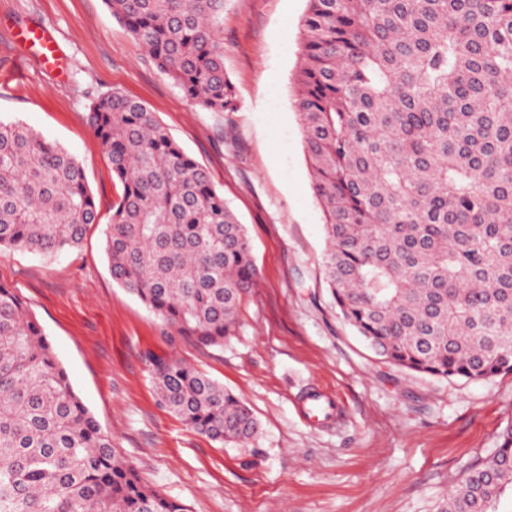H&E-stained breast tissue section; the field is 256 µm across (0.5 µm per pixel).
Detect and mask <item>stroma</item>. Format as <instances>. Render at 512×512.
<instances>
[{"mask_svg": "<svg viewBox=\"0 0 512 512\" xmlns=\"http://www.w3.org/2000/svg\"><path fill=\"white\" fill-rule=\"evenodd\" d=\"M307 0H226L224 70L236 109L189 101L149 61L104 0H0V120H19L82 165L100 223L79 249L0 248V283L44 329L83 404L139 475L185 512H445L450 489L512 426V374L468 382L385 362L339 317L320 274L323 217L294 107ZM48 29L58 56L21 41ZM144 102L208 172L247 228L259 283L235 336H177L112 278L104 223L120 187L88 123L95 97ZM182 358L256 416L243 445H218L158 405L148 356ZM340 414L308 426L301 397Z\"/></svg>", "mask_w": 512, "mask_h": 512, "instance_id": "stroma-1", "label": "stroma"}]
</instances>
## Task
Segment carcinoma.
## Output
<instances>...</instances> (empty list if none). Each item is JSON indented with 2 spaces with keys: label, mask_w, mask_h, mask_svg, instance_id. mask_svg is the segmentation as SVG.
I'll return each mask as SVG.
<instances>
[{
  "label": "carcinoma",
  "mask_w": 512,
  "mask_h": 512,
  "mask_svg": "<svg viewBox=\"0 0 512 512\" xmlns=\"http://www.w3.org/2000/svg\"><path fill=\"white\" fill-rule=\"evenodd\" d=\"M152 63L209 112L235 110L225 0H105ZM295 109L341 318L382 359L468 381L512 374V0H307ZM120 193L112 278L165 324L221 346L259 271L245 225L155 113L90 105ZM99 223L83 168L0 121V248L76 249ZM158 403L219 443L251 409L179 359L151 357ZM447 512H496L512 427ZM0 512H184L144 482L76 395L36 317L0 284Z\"/></svg>",
  "instance_id": "obj_1"
}]
</instances>
